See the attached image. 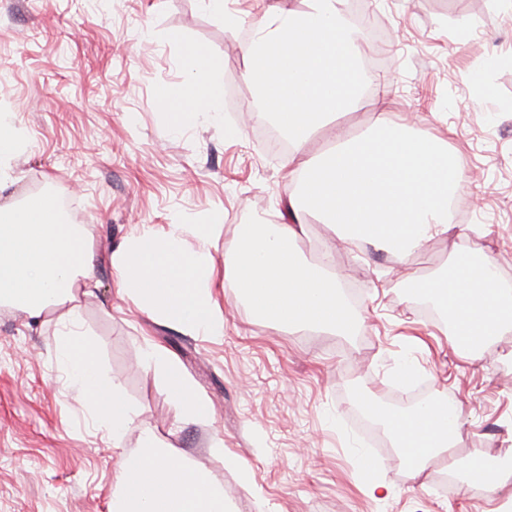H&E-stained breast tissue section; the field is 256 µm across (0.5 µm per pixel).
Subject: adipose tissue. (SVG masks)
<instances>
[{"mask_svg": "<svg viewBox=\"0 0 512 512\" xmlns=\"http://www.w3.org/2000/svg\"><path fill=\"white\" fill-rule=\"evenodd\" d=\"M253 36L242 46L250 61L247 81L264 112L294 146L304 145L336 123L333 145L303 165L286 158L295 192L288 196L290 222L252 225L228 246L224 285L251 313L281 328L300 325L349 329L355 317L340 289L330 256L311 262L295 247L308 211L333 225L348 244L371 242L407 258L428 241L447 236L448 203L462 189L464 171L446 146L414 128L377 114L373 129L353 135L337 119L363 102L357 61L361 37L344 11V0H312L308 9L279 8L253 17ZM189 81L164 88L175 105L174 129L185 119L217 120L223 89L207 53L185 51ZM25 140L11 113H0V187L14 183L13 162ZM20 208L0 205V305L22 307L40 317L54 303L91 294L94 253L78 224L62 223L50 205H40L28 223ZM223 221L215 212L202 224H175L167 234L142 229L112 254L120 291L146 311L181 328L222 335L224 319L212 306L210 244ZM455 277H413L406 286L442 304L453 336L475 346L481 336L512 330V291L501 288L495 256L458 263ZM142 363L163 373L170 398L188 422L207 419L208 402L191 390L177 363L148 347ZM358 405L392 438L411 479L449 447L463 426L459 408L440 401L410 412L380 410L365 396ZM470 476L486 493V512H500L499 490L512 482V466L477 455Z\"/></svg>", "mask_w": 512, "mask_h": 512, "instance_id": "ef3b65f1", "label": "adipose tissue"}]
</instances>
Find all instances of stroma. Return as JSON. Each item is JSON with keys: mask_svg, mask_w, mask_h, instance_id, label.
I'll return each mask as SVG.
<instances>
[{"mask_svg": "<svg viewBox=\"0 0 512 512\" xmlns=\"http://www.w3.org/2000/svg\"><path fill=\"white\" fill-rule=\"evenodd\" d=\"M277 3L228 0L238 29L202 0H0V113L13 114L26 141L14 161L20 179L0 203L71 198L68 218L94 250L96 279L74 308L106 381L121 386L137 425L223 485L235 512H482L478 487L442 494L436 484L452 459H512V334L466 363L449 324L426 318L404 279L454 272L477 252L512 276V11L493 0H364L380 37L361 44L365 102L342 123L355 131L379 111L392 123L421 115L422 131L447 144L468 182L447 237L408 259L368 243L335 249L359 317L345 334L281 329L224 286V250L245 225L288 219L284 157L257 135L241 50L246 23ZM191 48L213 58L235 100L222 122L177 134L158 91L186 80L182 52ZM476 68L489 98L466 78ZM215 211L224 214L212 248L223 335L188 332L119 293L112 252L139 225L164 234ZM70 308L37 321L0 306V512H112L120 450L136 445L131 434L113 448L71 381L56 336ZM150 345L180 365L210 419L183 422L162 376L141 365ZM408 363L433 400L452 397L464 411L454 446L417 483L354 401L361 392L379 408L410 409L397 379ZM218 438L220 453L211 448ZM372 454L387 494H371L359 472Z\"/></svg>", "mask_w": 512, "mask_h": 512, "instance_id": "35a3bbf8", "label": "stroma"}]
</instances>
